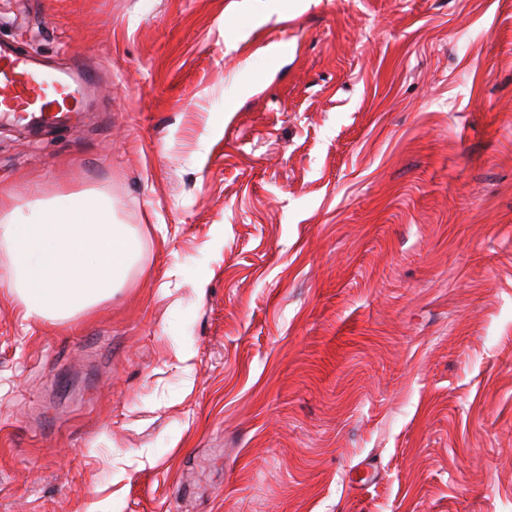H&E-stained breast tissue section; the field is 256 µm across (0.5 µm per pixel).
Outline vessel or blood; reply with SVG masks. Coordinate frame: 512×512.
<instances>
[{"instance_id": "vessel-or-blood-1", "label": "vessel or blood", "mask_w": 512, "mask_h": 512, "mask_svg": "<svg viewBox=\"0 0 512 512\" xmlns=\"http://www.w3.org/2000/svg\"><path fill=\"white\" fill-rule=\"evenodd\" d=\"M73 84L55 74L39 75L27 55L0 46V112H23L38 106L41 117L56 121L77 114Z\"/></svg>"}]
</instances>
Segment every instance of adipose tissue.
<instances>
[{
	"label": "adipose tissue",
	"instance_id": "obj_1",
	"mask_svg": "<svg viewBox=\"0 0 512 512\" xmlns=\"http://www.w3.org/2000/svg\"><path fill=\"white\" fill-rule=\"evenodd\" d=\"M0 244L12 258L10 289L24 319L54 324L109 299L140 249L134 231L115 223L92 192L66 197L36 219L12 192H0Z\"/></svg>",
	"mask_w": 512,
	"mask_h": 512
}]
</instances>
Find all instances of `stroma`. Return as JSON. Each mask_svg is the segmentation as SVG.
Returning a JSON list of instances; mask_svg holds the SVG:
<instances>
[{
  "mask_svg": "<svg viewBox=\"0 0 512 512\" xmlns=\"http://www.w3.org/2000/svg\"><path fill=\"white\" fill-rule=\"evenodd\" d=\"M0 43L92 85L0 122V189L141 240L55 326L0 248V512H512V0H0Z\"/></svg>",
  "mask_w": 512,
  "mask_h": 512,
  "instance_id": "obj_1",
  "label": "stroma"
}]
</instances>
